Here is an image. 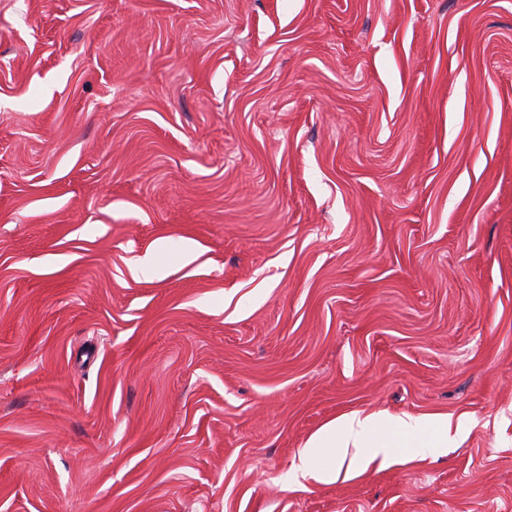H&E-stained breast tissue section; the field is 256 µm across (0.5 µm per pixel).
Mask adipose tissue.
<instances>
[{"label": "adipose tissue", "instance_id": "ef3b65f1", "mask_svg": "<svg viewBox=\"0 0 512 512\" xmlns=\"http://www.w3.org/2000/svg\"><path fill=\"white\" fill-rule=\"evenodd\" d=\"M470 428L462 416L346 413L308 438L299 452L295 475L305 481L330 483L336 479V458L343 448L368 449L369 461L385 464L401 446L417 449L423 456L454 447Z\"/></svg>", "mask_w": 512, "mask_h": 512}]
</instances>
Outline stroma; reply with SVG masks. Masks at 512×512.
Instances as JSON below:
<instances>
[{"mask_svg":"<svg viewBox=\"0 0 512 512\" xmlns=\"http://www.w3.org/2000/svg\"><path fill=\"white\" fill-rule=\"evenodd\" d=\"M0 512H512V0H0ZM471 423L463 416L448 414L395 416L387 413L362 414L354 411L328 422L312 434L299 451L295 479L317 483L336 480V457L350 444L370 448L366 465L378 459L381 466L393 456V448L405 443L418 448L425 458L443 448L454 447L470 431Z\"/></svg>","mask_w":512,"mask_h":512,"instance_id":"35a3bbf8","label":"stroma"}]
</instances>
